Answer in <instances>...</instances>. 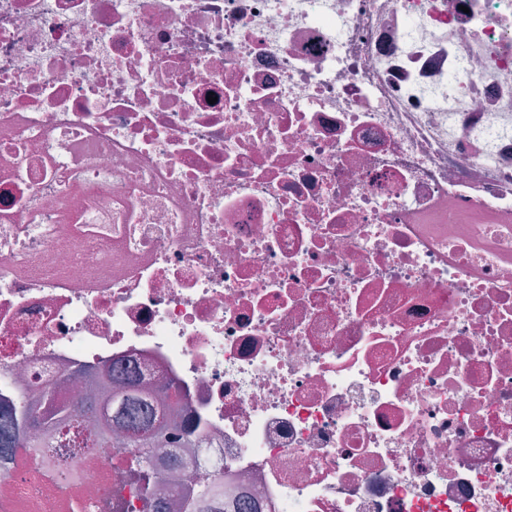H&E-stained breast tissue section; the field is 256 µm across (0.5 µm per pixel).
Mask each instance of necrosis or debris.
I'll list each match as a JSON object with an SVG mask.
<instances>
[{"label":"necrosis or debris","mask_w":512,"mask_h":512,"mask_svg":"<svg viewBox=\"0 0 512 512\" xmlns=\"http://www.w3.org/2000/svg\"><path fill=\"white\" fill-rule=\"evenodd\" d=\"M130 363L157 498L512 512V0H0V401ZM175 494L171 507L176 512H213L210 505L215 499L223 496V490L215 484L181 486Z\"/></svg>","instance_id":"obj_1"}]
</instances>
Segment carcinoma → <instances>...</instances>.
<instances>
[{"mask_svg": "<svg viewBox=\"0 0 512 512\" xmlns=\"http://www.w3.org/2000/svg\"><path fill=\"white\" fill-rule=\"evenodd\" d=\"M88 391L75 398L48 392L34 404L22 397L18 403L0 405V461H13L19 448L48 453L63 437L84 432L99 448L112 447V437L122 438L132 449L126 487L113 491L123 512H212L211 503L223 496L217 485L179 487L167 503L155 498L153 483L162 475L151 455L161 447L165 409L180 402L176 390L144 395L133 376L114 377L101 371L89 378Z\"/></svg>", "mask_w": 512, "mask_h": 512, "instance_id": "1", "label": "carcinoma"}]
</instances>
